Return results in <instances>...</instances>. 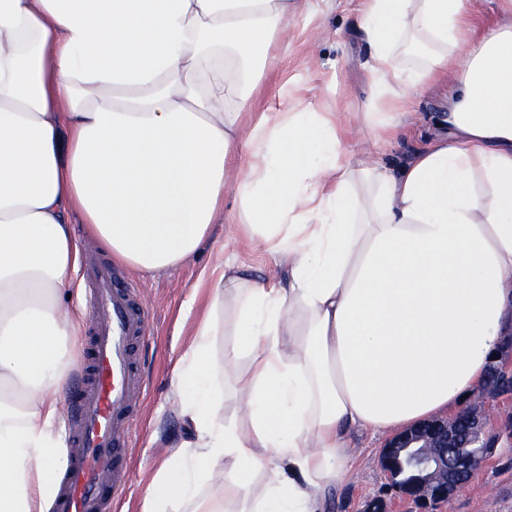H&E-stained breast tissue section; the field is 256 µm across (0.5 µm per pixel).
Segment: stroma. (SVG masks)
<instances>
[{"label": "stroma", "instance_id": "35a3bbf8", "mask_svg": "<svg viewBox=\"0 0 512 512\" xmlns=\"http://www.w3.org/2000/svg\"><path fill=\"white\" fill-rule=\"evenodd\" d=\"M315 16L291 20L286 61L265 71L255 91L258 107H266L280 85L300 103H313L319 112H367L373 124L387 121L390 108L372 94L374 77L367 65L370 48L358 26L363 0H310ZM445 82H421L416 88L415 114L403 117L402 132L389 142L366 140L371 149L392 168L402 167L436 133V120L448 101ZM83 264H111L113 270L132 282L137 297L147 307L150 334L140 355L149 389L142 400L136 436L129 447L130 477L126 492L114 512H141L145 489L176 448L188 438L184 421L169 399L170 381L179 358L196 330L200 306L190 303L203 273L215 260L213 244L249 278H263L273 266V257L260 243L238 241L230 225H215L212 244L204 245L188 262L171 271L141 274L113 261L83 225H76ZM385 434L365 429L350 435L353 470L349 480L332 493L327 512H364L368 501L381 500L385 512H418L396 489L380 464ZM438 512H512V446L497 449L484 462L475 478Z\"/></svg>", "mask_w": 512, "mask_h": 512}]
</instances>
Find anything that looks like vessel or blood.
<instances>
[{
    "instance_id": "b4317fda",
    "label": "vessel or blood",
    "mask_w": 512,
    "mask_h": 512,
    "mask_svg": "<svg viewBox=\"0 0 512 512\" xmlns=\"http://www.w3.org/2000/svg\"><path fill=\"white\" fill-rule=\"evenodd\" d=\"M86 275L95 290L85 387L68 408L69 465L54 512H112L126 488L123 450L145 392L139 348L150 330L147 311L110 265L91 267Z\"/></svg>"
}]
</instances>
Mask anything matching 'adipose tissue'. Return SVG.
Listing matches in <instances>:
<instances>
[{"label":"adipose tissue","instance_id":"adipose-tissue-1","mask_svg":"<svg viewBox=\"0 0 512 512\" xmlns=\"http://www.w3.org/2000/svg\"><path fill=\"white\" fill-rule=\"evenodd\" d=\"M488 30L474 0H365L378 97L410 109L395 64L423 46L450 79L447 132L400 169L345 157L360 118L271 110L252 94L296 0H0V512H48L54 432L81 319L65 301L74 222L157 273L227 218L287 278L218 260L170 393L189 427L142 512H325L352 471L349 433L463 411L512 330V0ZM369 188L364 198L354 182ZM232 303L237 417L217 424L214 315ZM222 492H203L215 466Z\"/></svg>","mask_w":512,"mask_h":512}]
</instances>
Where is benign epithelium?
<instances>
[{"label":"benign epithelium","mask_w":512,"mask_h":512,"mask_svg":"<svg viewBox=\"0 0 512 512\" xmlns=\"http://www.w3.org/2000/svg\"><path fill=\"white\" fill-rule=\"evenodd\" d=\"M512 334L498 347L490 361L486 379L473 403L460 414L431 418L394 436L382 451V467L395 478L404 466L420 473L406 495L423 512L453 499L458 487L470 482L479 464L495 453L501 434L488 428L484 403L502 396L512 397Z\"/></svg>","instance_id":"7a95c632"}]
</instances>
